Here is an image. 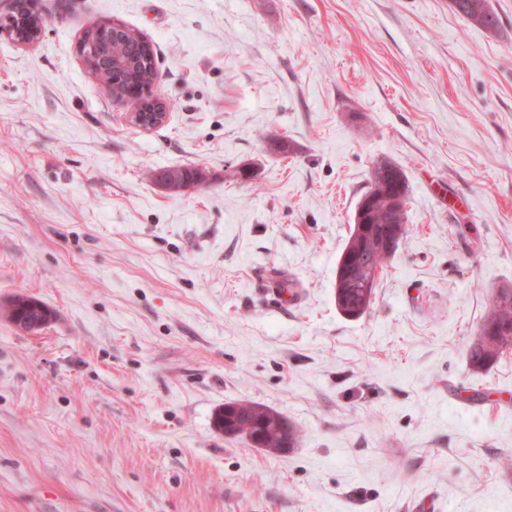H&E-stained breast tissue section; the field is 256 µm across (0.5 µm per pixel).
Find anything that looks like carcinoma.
<instances>
[{
	"mask_svg": "<svg viewBox=\"0 0 512 512\" xmlns=\"http://www.w3.org/2000/svg\"><path fill=\"white\" fill-rule=\"evenodd\" d=\"M30 0H17V14L13 19L18 34L27 33L36 20L28 11ZM454 10L491 33L499 28V20L492 11L489 0H452ZM85 39L93 49L108 44L112 54L127 60V68L120 72L98 70L96 78L112 90V96L123 98V94L141 87L156 78L157 65L153 47H147L139 33L126 27L112 32L100 27L96 21L87 28ZM406 179L404 171L394 163L377 165L371 173L368 194L373 196L369 224L365 231L352 227L346 245L338 259L336 268V306L347 317L359 318L373 304L375 288L383 270L394 257L408 234L406 211H396L390 196L382 192V185L395 178ZM159 183L179 191L187 186L201 187L209 180L207 171L196 165L176 167L162 171ZM396 238L393 248L385 249V241ZM9 321L33 319L47 326L55 317L54 311L43 301L28 295H17L4 309ZM512 350V288H500L488 300L486 314L480 323L477 336L469 343L466 356L469 365L478 370L486 369L503 354ZM262 432L266 439L276 442L290 438L295 444L296 428L281 414L263 406L252 404L244 420L231 419L224 424V433L229 436L252 438L253 433Z\"/></svg>",
	"mask_w": 512,
	"mask_h": 512,
	"instance_id": "carcinoma-1",
	"label": "carcinoma"
}]
</instances>
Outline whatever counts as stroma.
I'll return each instance as SVG.
<instances>
[{"mask_svg":"<svg viewBox=\"0 0 512 512\" xmlns=\"http://www.w3.org/2000/svg\"><path fill=\"white\" fill-rule=\"evenodd\" d=\"M40 0L0 37V512H512V352L466 350L512 287V0ZM139 31L170 102L130 124L84 66L89 21ZM288 142L287 152L274 147ZM409 233L371 309L336 264L380 161ZM195 164L200 188L154 173ZM286 416L271 454L214 423ZM454 10L465 16L469 21L496 33L499 20L492 11L488 0H452ZM3 313L12 323L15 319L41 320L42 325L33 332L43 329L55 317L54 311L43 301L28 295L15 296L4 309Z\"/></svg>","mask_w":512,"mask_h":512,"instance_id":"1","label":"stroma"}]
</instances>
